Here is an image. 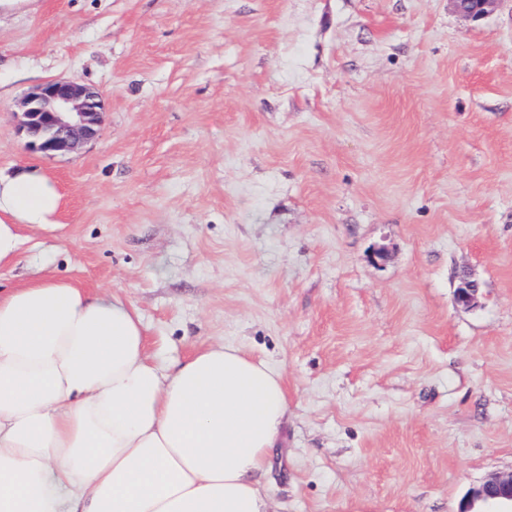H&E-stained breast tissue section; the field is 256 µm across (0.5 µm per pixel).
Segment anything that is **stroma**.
I'll return each mask as SVG.
<instances>
[{
  "instance_id": "1",
  "label": "stroma",
  "mask_w": 512,
  "mask_h": 512,
  "mask_svg": "<svg viewBox=\"0 0 512 512\" xmlns=\"http://www.w3.org/2000/svg\"><path fill=\"white\" fill-rule=\"evenodd\" d=\"M57 79L103 113L50 156L19 102ZM26 164L59 226L0 287L117 294L164 364L266 360L271 512H457L512 470V0H34L0 15V168ZM450 2L459 15L476 22L492 13L500 0H450ZM481 286L472 274L464 270L459 275V286L456 292L457 302L465 308H475L479 305Z\"/></svg>"
}]
</instances>
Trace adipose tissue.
Wrapping results in <instances>:
<instances>
[{
    "mask_svg": "<svg viewBox=\"0 0 512 512\" xmlns=\"http://www.w3.org/2000/svg\"><path fill=\"white\" fill-rule=\"evenodd\" d=\"M62 195L0 172V268ZM288 410L264 360L216 346L161 366L136 307L45 275L0 292V512H270L258 477Z\"/></svg>",
    "mask_w": 512,
    "mask_h": 512,
    "instance_id": "ef3b65f1",
    "label": "adipose tissue"
}]
</instances>
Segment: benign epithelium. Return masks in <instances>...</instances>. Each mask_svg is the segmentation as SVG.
I'll use <instances>...</instances> for the list:
<instances>
[{
  "label": "benign epithelium",
  "mask_w": 512,
  "mask_h": 512,
  "mask_svg": "<svg viewBox=\"0 0 512 512\" xmlns=\"http://www.w3.org/2000/svg\"><path fill=\"white\" fill-rule=\"evenodd\" d=\"M463 18L476 22L492 13L501 0H450ZM99 92L74 80L38 86L21 102L20 130L30 147L45 154L68 153L95 137L101 124ZM481 286L465 270L459 275L457 302L479 305ZM457 512H512V471L494 473L470 488Z\"/></svg>",
  "instance_id": "obj_1"
}]
</instances>
